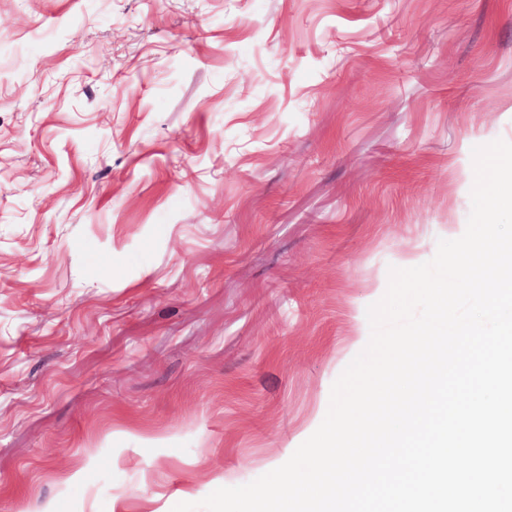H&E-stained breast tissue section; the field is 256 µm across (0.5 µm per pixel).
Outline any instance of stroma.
Wrapping results in <instances>:
<instances>
[{"label":"stroma","mask_w":512,"mask_h":512,"mask_svg":"<svg viewBox=\"0 0 512 512\" xmlns=\"http://www.w3.org/2000/svg\"><path fill=\"white\" fill-rule=\"evenodd\" d=\"M497 139L512 0H0V512L286 462Z\"/></svg>","instance_id":"1"}]
</instances>
